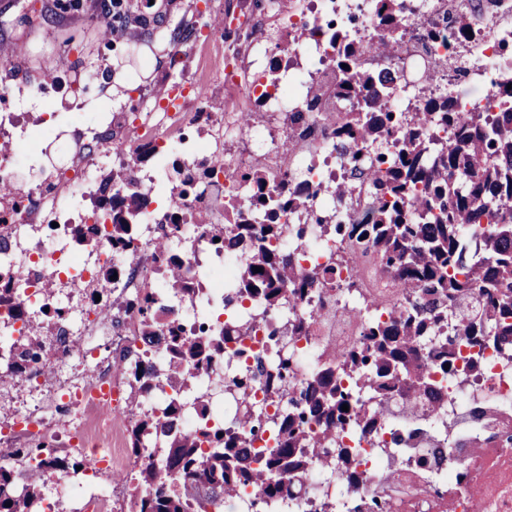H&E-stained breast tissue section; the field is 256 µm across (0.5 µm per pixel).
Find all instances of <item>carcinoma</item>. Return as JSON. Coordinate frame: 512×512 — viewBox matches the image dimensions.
I'll list each match as a JSON object with an SVG mask.
<instances>
[{"label":"carcinoma","mask_w":512,"mask_h":512,"mask_svg":"<svg viewBox=\"0 0 512 512\" xmlns=\"http://www.w3.org/2000/svg\"><path fill=\"white\" fill-rule=\"evenodd\" d=\"M383 33L365 49L389 58L397 50L400 33L389 9L382 20ZM343 63L342 94L353 98L373 78ZM441 119L455 122L454 109L446 99L432 100L410 116H390L386 98L372 101L370 112H350L342 134L347 139L373 141L381 130L406 141L408 148L394 163L384 180L367 167L369 182L379 200L376 223L363 230L381 261L391 268L404 288L408 307L389 324L374 323L365 341L355 345L339 371L363 373L365 400H351L339 391L336 370L325 369L309 376L296 389L285 372L288 352L281 351L268 369H260L266 398L281 404L274 422L279 447L264 462L251 459L247 434L265 424L263 410L251 397L255 377L243 373L224 380V388L235 394L241 412L224 428L203 429L196 434H171L167 427L181 410V403H168L162 411L144 412L142 407L163 386L182 395L194 396L195 371L212 366L224 355V337L180 335L177 326L162 324L152 313L149 298L126 301L135 312L139 338L149 346L163 345L166 362L158 366L145 357L133 367L114 358L113 367L124 376L131 393V411L126 432L131 467L142 493L131 500L129 512H186L192 497L199 512L224 504L242 485L251 487L255 502L270 512L288 507L294 480L306 465L319 461L329 471L339 467L343 450L331 447L328 430L338 423H374L367 402L381 404L391 385L402 383L412 402L424 394L425 374L434 361L448 363V352L433 356L420 349L433 327L448 318L445 298L463 300L474 291L487 298L480 311L460 325L462 335L474 343L489 338L512 336V110L494 115L475 113L458 125L455 135L444 141L427 136L428 126ZM137 195L127 200L125 210L113 212L112 243L126 247ZM486 219L494 229L480 250L463 248L459 230L464 224ZM213 246L220 249L253 247L250 260L239 271L241 288L263 297L266 310L283 312L304 299L312 280L296 275L292 260L266 241L278 240L284 229L279 224H238L231 234L222 224L208 225ZM157 258L168 264L164 287L172 297L192 294L180 264L170 256L169 242L153 244ZM262 271L254 272V267ZM51 323L30 322L29 335L17 348L16 361L0 367V386H16L36 371H51L52 352L45 349ZM349 410H342L343 405ZM312 422L324 426L316 436ZM78 463L66 457L49 456L37 469L16 470L0 465V512H40L41 488L51 475L68 473Z\"/></svg>","instance_id":"cac0c4a2"}]
</instances>
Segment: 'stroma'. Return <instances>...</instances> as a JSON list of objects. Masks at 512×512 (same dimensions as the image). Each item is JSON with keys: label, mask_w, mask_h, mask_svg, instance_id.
Segmentation results:
<instances>
[{"label": "stroma", "mask_w": 512, "mask_h": 512, "mask_svg": "<svg viewBox=\"0 0 512 512\" xmlns=\"http://www.w3.org/2000/svg\"><path fill=\"white\" fill-rule=\"evenodd\" d=\"M127 0L129 13L146 19L165 17L167 28L179 20H195L197 0ZM121 48L106 57L109 39L94 9V0H0V91H8V105L26 112L29 129L41 142L40 153L19 164L14 186L27 191L54 181L62 170L81 165L77 153L61 154V143L76 130L104 124L111 113L130 104L132 84L157 93L163 88L158 69L168 43L145 26H129L117 37ZM68 84L66 96H56L57 84H43L44 73Z\"/></svg>", "instance_id": "obj_1"}]
</instances>
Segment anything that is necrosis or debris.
<instances>
[{"instance_id": "1", "label": "necrosis or debris", "mask_w": 512, "mask_h": 512, "mask_svg": "<svg viewBox=\"0 0 512 512\" xmlns=\"http://www.w3.org/2000/svg\"><path fill=\"white\" fill-rule=\"evenodd\" d=\"M201 2L221 24L191 29L171 47L172 69L189 63L195 72L166 81L163 95L143 98L145 111L158 114L159 123L113 113L109 140L100 141L92 128L71 140L70 150L84 157L79 170L0 201V288L8 291L0 302V366L11 362L12 347L26 336L30 320L43 316L54 323L51 346L61 371L38 404L0 418V444L19 437L80 458L84 481L58 479L74 512H113L112 492L101 490L95 477L126 464L117 437L127 412L106 411L98 395L102 389L123 391L125 380L97 350L113 337L131 338L134 326L119 308L103 316L105 304L95 300L94 287L111 278L124 298L151 292L163 321H174L183 335L223 336L218 364L228 376L246 372L255 354L273 355L278 341H287L293 381L301 383L328 357H343L363 341L372 322L398 319L405 307L372 249L324 231L328 224L363 225L365 213L377 206L357 159L398 153L392 145L342 141V111L365 108L377 95L387 96L400 113L443 97L466 118L501 111L502 92L512 83V62L502 58L503 48L512 46V0H398L400 47L388 59L363 50L379 30L387 0H295L288 9L273 6L261 15L254 14L251 0ZM462 11L478 19L464 40L450 25ZM341 16L350 25L347 41L361 49L358 67L390 78L350 102L340 95L336 68L340 44L333 33ZM438 59L445 66L435 74L431 65ZM240 112L254 116L248 129L237 122ZM198 126L207 127L213 141H193L187 131ZM228 141L236 144L230 155L223 150ZM173 155L188 175L205 181L177 201H163L153 187ZM108 163L126 173L108 194L113 200L143 192L128 248L112 242L110 209L96 182L98 169ZM349 180V199L330 194V187ZM287 193L300 203L275 215V223L286 227L277 246L298 273L319 278L288 314L257 322L259 296L224 305L247 252L216 250L196 215L205 213L213 224H252L253 195ZM78 224L86 225V238L74 234ZM161 238L177 255L192 300L175 301L163 288L152 251ZM132 249L140 256L134 266L127 262ZM48 277L80 288V299L45 295ZM352 277L357 288L345 289ZM202 306L212 312L205 321L198 313ZM246 321L251 327L245 331ZM75 336L86 341L82 352L69 345ZM196 377L203 391L181 412V429L193 433L231 422L235 400L214 391L212 371H197ZM426 384L429 397L418 403L402 388L390 389V405L377 410L374 426L332 428L337 447L352 451L349 468L331 475L319 463L308 464L287 512H512V336L479 347L457 342L450 366L436 364Z\"/></svg>"}]
</instances>
